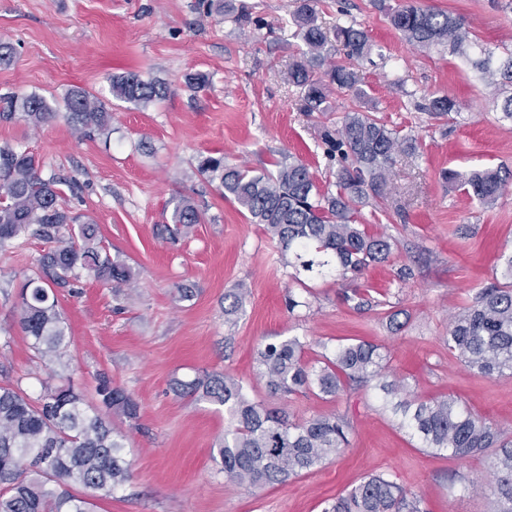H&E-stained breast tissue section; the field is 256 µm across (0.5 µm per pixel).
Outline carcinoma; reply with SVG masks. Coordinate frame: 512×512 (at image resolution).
I'll list each match as a JSON object with an SVG mask.
<instances>
[{"instance_id":"cac0c4a2","label":"carcinoma","mask_w":512,"mask_h":512,"mask_svg":"<svg viewBox=\"0 0 512 512\" xmlns=\"http://www.w3.org/2000/svg\"><path fill=\"white\" fill-rule=\"evenodd\" d=\"M317 0H299L292 14L294 35L304 45L290 70L298 89L299 111L317 115L323 156L335 178L336 191L323 190L309 168L291 156L276 162L273 172L228 165L224 156L206 155L198 173L217 180L224 192L264 226L281 254L290 253L303 270L340 272L342 280L357 279L369 267L389 260L395 241L371 234L357 223L359 207L386 199L390 175L401 156L417 150L416 140L390 128L367 106L354 64L370 59L374 48L369 32L347 18L338 6L332 28L317 24ZM392 27L410 46L441 47L463 59L481 78L512 80V55L500 60L471 37L465 20L451 12L404 0L387 11ZM341 44L345 61L329 59L331 42ZM353 93L356 106L336 122L326 120L333 88ZM112 95L126 102L147 104L161 99L168 88L129 72L112 78ZM65 120L80 135L110 126L112 113L84 90H72ZM425 110L437 117L461 112L456 100L431 99ZM21 116L34 126L58 113L41 96L0 97V119ZM468 196L483 207L493 206L507 191L501 169L483 167L466 174L448 171ZM76 182L41 176L36 156L10 146L0 147V248L31 229L49 244L38 259V275L23 285L19 324L48 370L37 397L18 386H0V512H90L89 498L109 496L129 478L123 456V436L105 420L109 414L138 418V403L104 377L96 393L99 407L85 402L70 383L56 384L62 357L71 342L58 309L55 290L67 288L79 271L114 288L129 286L135 272L100 245L94 224H79L63 206L62 186ZM170 238L187 237L201 223V211L188 199L175 205ZM501 277L475 293L471 304L448 323L445 343L470 371L493 378L512 375V253L502 255ZM305 342L291 336L257 349L261 378L272 394L310 392L336 398L350 385L378 388L399 416L398 426L426 448L462 459L487 448L496 449L492 463L498 508L512 512V442L504 430L475 414L458 400L441 396L428 400L401 399L400 381L390 378L378 345L360 341L335 347L317 368L304 360ZM172 390L224 408L230 426L217 448L227 480L253 489L282 484L338 455L348 442L349 422L336 414H315L302 421L269 409L251 398L242 383L224 373L205 372L190 380L175 378ZM78 484L81 497L69 491ZM323 512H424L421 501L382 475L352 487Z\"/></svg>"}]
</instances>
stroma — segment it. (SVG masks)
Here are the masks:
<instances>
[{
  "label": "stroma",
  "instance_id": "stroma-1",
  "mask_svg": "<svg viewBox=\"0 0 512 512\" xmlns=\"http://www.w3.org/2000/svg\"><path fill=\"white\" fill-rule=\"evenodd\" d=\"M250 8L254 24L205 15L198 0H0V39L14 54L0 64V96H43L56 120L35 127L0 121V146L35 154L43 178L75 180L65 205L98 227L111 254L135 271L134 288L114 290L82 276L76 290L57 289L72 341L67 378L95 403L99 376H108L138 402L136 420L112 418L125 436L129 478L99 498L95 512H322L325 503L372 475L384 474L422 501L424 512H494L491 493L466 481L489 476L493 451L463 459L423 447L405 430L375 388L333 400L311 394H269L256 351L288 336L307 338L304 358L344 342L379 345L408 394L447 395L512 435V376L487 378L449 353L448 320L492 282L501 254L512 252V191L490 208L473 202L443 171L479 167L512 171V125L495 102L502 84L482 80L459 57L409 46L385 9L400 0H321L319 24L336 21L337 4L366 27L384 58L358 73L377 115L416 138L414 156L400 158L386 207L361 206L368 232L391 236L390 260L357 280L370 307L345 301L338 275L289 278L261 225L253 223L219 183L197 171L200 156L271 170L286 154L328 185L315 119L299 112L288 72L302 45L280 31L294 0H232ZM464 18L481 45L512 53V0H420ZM133 71L164 83L166 97L146 105L113 97L114 76ZM208 74L197 92L187 74ZM82 88L110 110L108 131L74 134L63 117L70 91ZM446 95L460 114L435 117L428 100ZM203 214L188 238L170 243L160 228L181 198ZM47 245L28 234L0 250V386L18 384L37 395L47 370L17 314L26 277ZM409 269L400 277V269ZM193 288L179 300L178 287ZM244 289L233 320L224 296ZM295 294L301 308L288 312ZM404 327L392 332L390 317ZM221 371L255 399L291 418L345 416L351 431L332 460L261 490L228 481L211 459L229 420L223 407L175 394L173 377Z\"/></svg>",
  "mask_w": 512,
  "mask_h": 512
}]
</instances>
